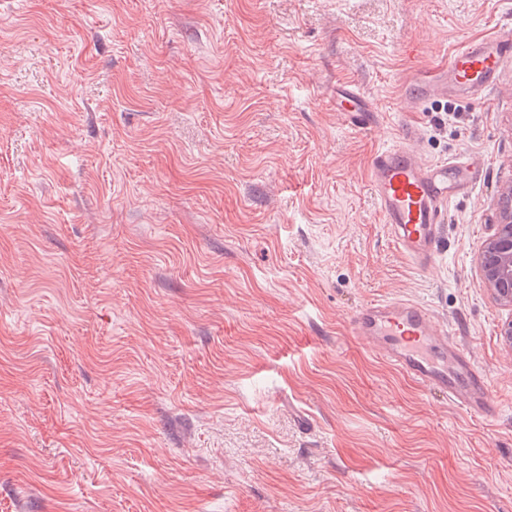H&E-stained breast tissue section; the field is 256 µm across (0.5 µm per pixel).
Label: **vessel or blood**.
I'll use <instances>...</instances> for the list:
<instances>
[{
	"label": "vessel or blood",
	"instance_id": "vessel-or-blood-1",
	"mask_svg": "<svg viewBox=\"0 0 512 512\" xmlns=\"http://www.w3.org/2000/svg\"><path fill=\"white\" fill-rule=\"evenodd\" d=\"M511 65L512 35L470 39L425 72L408 93L417 102L450 95L479 100ZM333 97L337 111L352 117L374 110L351 83L337 84ZM418 138L415 126L402 125L397 142L373 156L369 181L395 246L424 269L438 251L449 202L472 188L484 171V161L462 152L448 161L421 162L415 150ZM351 333L383 352L386 361L413 383L448 397L462 413L484 419L495 411L497 402L486 373L450 336L447 324L424 305L411 300L367 303L354 314Z\"/></svg>",
	"mask_w": 512,
	"mask_h": 512
}]
</instances>
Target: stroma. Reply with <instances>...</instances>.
<instances>
[{
  "label": "stroma",
  "mask_w": 512,
  "mask_h": 512,
  "mask_svg": "<svg viewBox=\"0 0 512 512\" xmlns=\"http://www.w3.org/2000/svg\"><path fill=\"white\" fill-rule=\"evenodd\" d=\"M512 0H0V512H512V307L477 257L512 186V66L405 89ZM347 81L379 112L336 111ZM486 156L427 269L369 181L404 119ZM414 300L494 420L351 333Z\"/></svg>",
  "instance_id": "1"
}]
</instances>
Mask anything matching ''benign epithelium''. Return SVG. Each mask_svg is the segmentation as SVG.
<instances>
[{
    "instance_id": "1",
    "label": "benign epithelium",
    "mask_w": 512,
    "mask_h": 512,
    "mask_svg": "<svg viewBox=\"0 0 512 512\" xmlns=\"http://www.w3.org/2000/svg\"><path fill=\"white\" fill-rule=\"evenodd\" d=\"M498 229L485 243L480 257V280L483 287L504 304L512 305V188L498 199Z\"/></svg>"
}]
</instances>
